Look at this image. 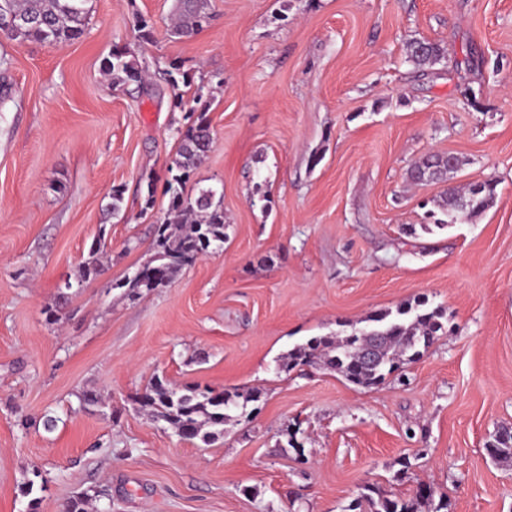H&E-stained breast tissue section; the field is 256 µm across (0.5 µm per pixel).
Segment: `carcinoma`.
<instances>
[{
  "instance_id": "cac0c4a2",
  "label": "carcinoma",
  "mask_w": 512,
  "mask_h": 512,
  "mask_svg": "<svg viewBox=\"0 0 512 512\" xmlns=\"http://www.w3.org/2000/svg\"><path fill=\"white\" fill-rule=\"evenodd\" d=\"M87 0H0V34L11 39H34L45 43H63L78 38L84 33L88 10ZM204 0H180V15L172 33L185 37L209 24L210 14L204 10ZM33 17L36 24L13 30L8 27L9 16ZM407 58L417 66H425L441 59L443 50L439 44L427 39L414 38L406 44ZM106 71L114 83H144L146 68L125 51H115L106 61ZM170 88L172 111H189L192 119L180 139L179 149L173 165L169 167L170 178L165 181L168 206L156 225L154 257L150 265L161 272V280L152 281L137 276L128 281L130 291L140 289L152 291L169 282L179 269L193 265L198 258L211 249L224 244V208L222 196L213 188H200L191 195L186 184L191 173L203 162L212 144L207 123L206 105L202 104L204 86L197 87L193 101L200 109H186L180 85L187 84V77L180 67L171 64L164 72ZM462 162L454 158L453 164L439 154H428L416 161L408 170L413 183L444 182L448 175L456 172ZM496 182L489 179L472 184L461 192L452 191L436 202L441 217L431 213L433 224H422L423 232L432 227L443 229L461 220H472L481 215L494 202ZM101 246L90 248L87 258L80 266V276L96 277L102 271ZM444 311L440 308L419 310L411 306L400 307L396 312L377 313L367 319L369 325L353 331L347 336L315 337L283 357L282 370L289 372L298 366L319 364L347 381L364 387L377 386L387 376L405 364L413 363L423 356L439 334L446 333ZM377 336L378 363L365 366L361 362L367 337ZM145 405L154 414L165 420L191 439L208 438L203 428L221 427L231 418V411L244 409L254 401L250 391L233 393L216 391L206 387H189L180 392L157 380L144 393ZM488 454L497 461H512V436L497 441L487 448ZM436 491H426V486H417L409 499L384 495L372 487L349 504V512H442L448 507L444 498H435Z\"/></svg>"
}]
</instances>
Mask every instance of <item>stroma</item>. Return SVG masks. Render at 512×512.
Returning a JSON list of instances; mask_svg holds the SVG:
<instances>
[{"mask_svg":"<svg viewBox=\"0 0 512 512\" xmlns=\"http://www.w3.org/2000/svg\"><path fill=\"white\" fill-rule=\"evenodd\" d=\"M206 3L209 25L183 38L178 0H88L63 45L0 36V512L82 495L89 512H344L364 486L421 483L448 512H512V463L486 450L512 428V0ZM414 37L443 58L414 67ZM117 49L148 85L106 75ZM172 62L203 86L213 135L186 190L218 188L226 236L134 299L122 284L168 205L146 208L147 181L187 127ZM429 153L464 165L408 182ZM488 179L478 218L407 235L447 186ZM101 237L103 270L82 281ZM418 300L448 331L401 378L281 370L310 338ZM157 377L260 397L215 441L184 440L141 404Z\"/></svg>","mask_w":512,"mask_h":512,"instance_id":"obj_1","label":"stroma"}]
</instances>
